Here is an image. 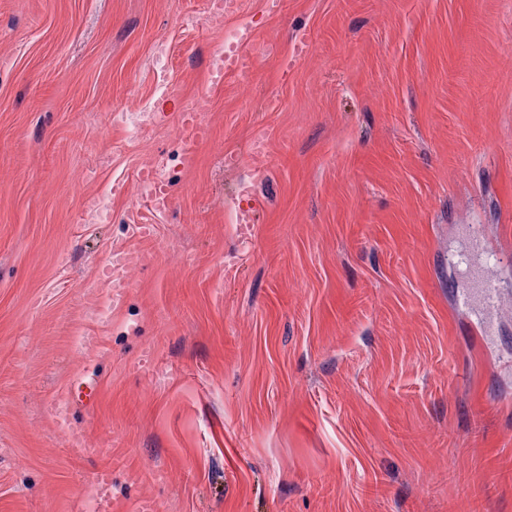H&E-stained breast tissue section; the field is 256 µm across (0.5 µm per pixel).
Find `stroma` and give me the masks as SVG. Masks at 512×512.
Wrapping results in <instances>:
<instances>
[{
  "label": "stroma",
  "instance_id": "stroma-1",
  "mask_svg": "<svg viewBox=\"0 0 512 512\" xmlns=\"http://www.w3.org/2000/svg\"><path fill=\"white\" fill-rule=\"evenodd\" d=\"M265 2L0 0V512H512V0ZM183 123V153L190 156L197 151L200 143L205 139L206 127L198 121L197 114L193 112L183 114ZM141 179L152 187V206L156 211H164L170 205L165 179L157 166H153L141 175ZM129 256L122 249H113L110 257V263L107 268V278L112 288V299L119 302L128 288L127 267Z\"/></svg>",
  "mask_w": 512,
  "mask_h": 512
}]
</instances>
